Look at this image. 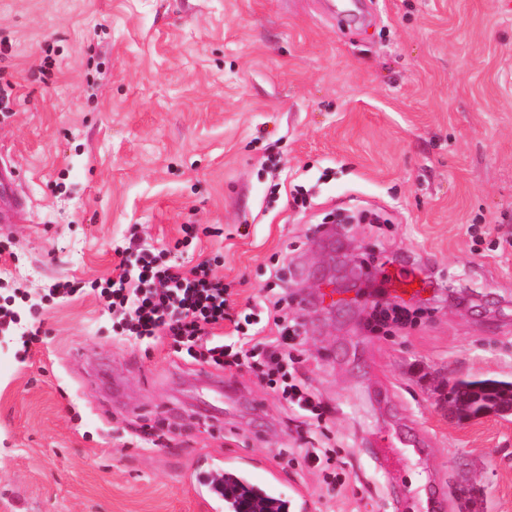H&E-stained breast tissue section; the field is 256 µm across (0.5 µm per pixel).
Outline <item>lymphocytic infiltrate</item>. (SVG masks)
<instances>
[{"label":"lymphocytic infiltrate","mask_w":512,"mask_h":512,"mask_svg":"<svg viewBox=\"0 0 512 512\" xmlns=\"http://www.w3.org/2000/svg\"><path fill=\"white\" fill-rule=\"evenodd\" d=\"M127 271L119 278L92 281L90 287L115 313L124 330L140 342L170 337L175 353L216 368L247 366L259 382L279 393L288 404L324 420L326 407L301 384L290 381L286 365L297 338L288 328V311L276 291H269L263 306L275 335L257 336L253 318L235 322L232 341L220 330L226 313L225 287L208 263L191 269L164 259L162 252L125 248Z\"/></svg>","instance_id":"obj_1"}]
</instances>
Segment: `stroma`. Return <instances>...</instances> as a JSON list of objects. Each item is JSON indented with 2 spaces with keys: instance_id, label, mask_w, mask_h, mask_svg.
Segmentation results:
<instances>
[{
  "instance_id": "35a3bbf8",
  "label": "stroma",
  "mask_w": 512,
  "mask_h": 512,
  "mask_svg": "<svg viewBox=\"0 0 512 512\" xmlns=\"http://www.w3.org/2000/svg\"><path fill=\"white\" fill-rule=\"evenodd\" d=\"M0 166L23 206L0 279L43 334L0 335V512H206L196 473L238 453L305 512H512V419L446 418L445 373L512 380V0H0ZM356 217L336 260L355 300L304 306L296 374L327 407L344 486L297 466L305 419L244 367L115 335L88 282L129 238L210 262L230 313L273 267L303 298L314 227ZM197 225L193 247L176 248ZM429 283L370 331L386 262ZM79 282L81 293L45 298ZM164 423V447L150 445ZM397 435L402 481L375 473Z\"/></svg>"
}]
</instances>
